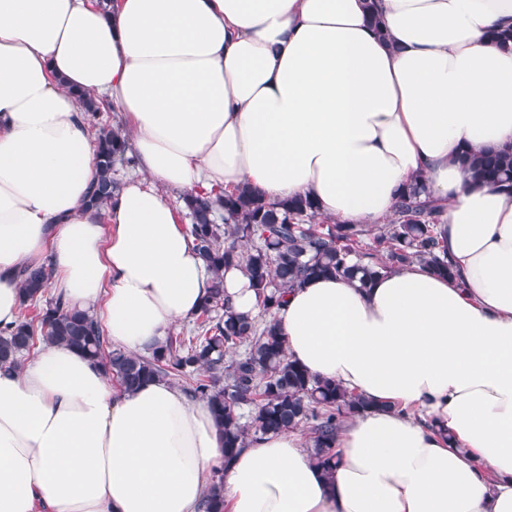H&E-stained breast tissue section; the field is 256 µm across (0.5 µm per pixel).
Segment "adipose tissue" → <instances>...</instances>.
<instances>
[{"instance_id": "obj_1", "label": "adipose tissue", "mask_w": 512, "mask_h": 512, "mask_svg": "<svg viewBox=\"0 0 512 512\" xmlns=\"http://www.w3.org/2000/svg\"><path fill=\"white\" fill-rule=\"evenodd\" d=\"M505 25L512 0H0V328L19 270L48 263L125 351L164 344L212 280L169 190L383 224L421 177L455 266L314 279L274 310L291 360L371 404L330 475L297 430L224 462L206 403L42 347L0 370V512H195L219 464L225 512H512V191L459 161L512 149ZM77 90L111 102L137 160L102 213Z\"/></svg>"}]
</instances>
